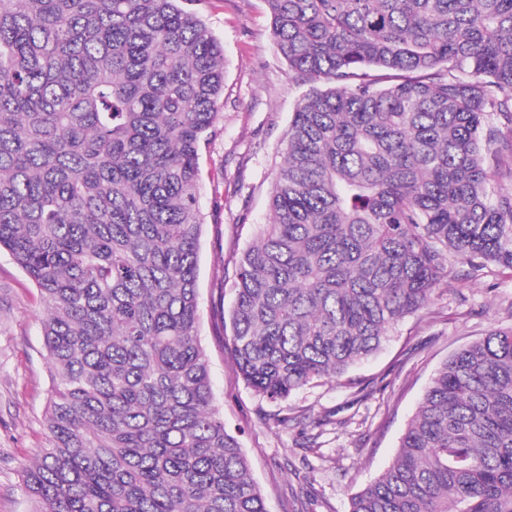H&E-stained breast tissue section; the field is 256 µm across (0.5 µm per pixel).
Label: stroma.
<instances>
[{"mask_svg":"<svg viewBox=\"0 0 512 512\" xmlns=\"http://www.w3.org/2000/svg\"><path fill=\"white\" fill-rule=\"evenodd\" d=\"M224 47L220 132L201 158L207 215L199 259L200 333L217 403L266 497L268 512H349V498L394 457L430 378L453 352L494 328L512 327V272L449 279L435 305L406 318L383 348L348 374L269 401L238 375L224 346L221 312L233 304L234 262L268 220L273 174L292 113L307 88L289 73L271 36L264 0H200ZM38 289L0 252V512H34L22 470L45 442L52 389ZM329 418L323 431L290 417Z\"/></svg>","mask_w":512,"mask_h":512,"instance_id":"35a3bbf8","label":"stroma"}]
</instances>
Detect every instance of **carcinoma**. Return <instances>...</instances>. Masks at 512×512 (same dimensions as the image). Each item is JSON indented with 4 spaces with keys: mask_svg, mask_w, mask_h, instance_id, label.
<instances>
[{
    "mask_svg": "<svg viewBox=\"0 0 512 512\" xmlns=\"http://www.w3.org/2000/svg\"><path fill=\"white\" fill-rule=\"evenodd\" d=\"M196 0H0V251L39 288L38 512H268L199 334L200 158L224 49ZM309 86L242 251L231 356L342 378L457 268L512 271V0H265ZM350 512H512V329L437 369Z\"/></svg>",
    "mask_w": 512,
    "mask_h": 512,
    "instance_id": "cac0c4a2",
    "label": "carcinoma"
}]
</instances>
